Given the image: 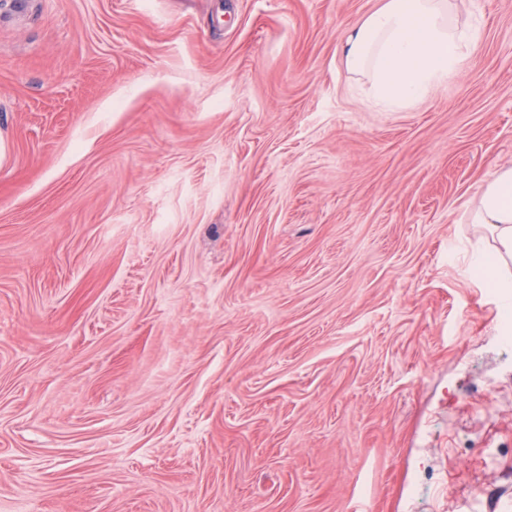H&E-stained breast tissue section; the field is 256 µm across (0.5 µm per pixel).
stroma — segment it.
Masks as SVG:
<instances>
[{
  "instance_id": "obj_1",
  "label": "stroma",
  "mask_w": 512,
  "mask_h": 512,
  "mask_svg": "<svg viewBox=\"0 0 512 512\" xmlns=\"http://www.w3.org/2000/svg\"><path fill=\"white\" fill-rule=\"evenodd\" d=\"M385 2L0 6V512H512V0L403 108ZM473 224H489L494 244L477 247L471 263V274L490 282L507 297L504 314L511 313L512 326V165L501 166L485 184Z\"/></svg>"
}]
</instances>
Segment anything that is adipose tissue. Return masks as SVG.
I'll list each match as a JSON object with an SVG mask.
<instances>
[{
	"instance_id": "adipose-tissue-1",
	"label": "adipose tissue",
	"mask_w": 512,
	"mask_h": 512,
	"mask_svg": "<svg viewBox=\"0 0 512 512\" xmlns=\"http://www.w3.org/2000/svg\"><path fill=\"white\" fill-rule=\"evenodd\" d=\"M478 37L475 27L454 26L448 0H387L345 35L342 51L350 70L372 77L375 93L400 105L426 98L464 60L462 48ZM491 227L493 244L476 248L471 273L507 295L512 313V165L485 184L473 215Z\"/></svg>"
}]
</instances>
